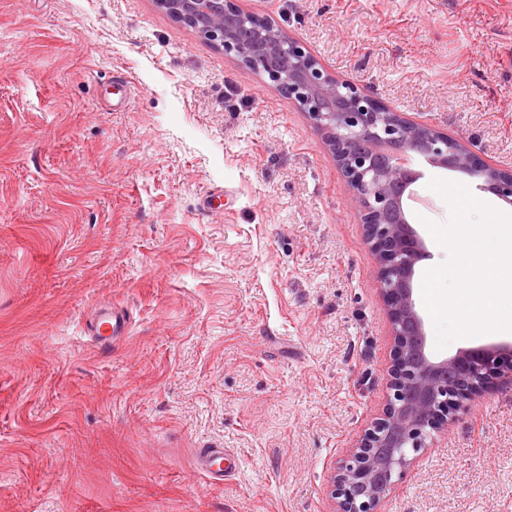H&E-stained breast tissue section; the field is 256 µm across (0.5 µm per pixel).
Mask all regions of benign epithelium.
Returning a JSON list of instances; mask_svg holds the SVG:
<instances>
[{
    "instance_id": "benign-epithelium-1",
    "label": "benign epithelium",
    "mask_w": 512,
    "mask_h": 512,
    "mask_svg": "<svg viewBox=\"0 0 512 512\" xmlns=\"http://www.w3.org/2000/svg\"><path fill=\"white\" fill-rule=\"evenodd\" d=\"M155 3L296 103L322 134L362 214L396 355L383 416L332 477L333 512H376L416 454L451 422L449 415L460 402L492 375L512 388V366L505 363L512 357L511 343L461 348L441 360L428 351L414 277L417 263L429 252L408 219L410 187L419 179L408 159L463 171L477 180L478 190L509 205L512 172L478 158L464 136L410 118L368 89L330 73L299 39L272 18L240 7L238 0Z\"/></svg>"
}]
</instances>
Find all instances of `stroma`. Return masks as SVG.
I'll list each match as a JSON object with an SVG mask.
<instances>
[{"mask_svg": "<svg viewBox=\"0 0 512 512\" xmlns=\"http://www.w3.org/2000/svg\"><path fill=\"white\" fill-rule=\"evenodd\" d=\"M512 170V0H242ZM130 100L114 106L113 81ZM423 166L419 272L448 262ZM361 214L294 102L154 0H0V512H331L395 343ZM124 308L97 346L89 319ZM202 448L237 471L214 482ZM382 512H512L490 383ZM225 461V466L223 463ZM197 465L211 479L222 480L225 471H235L239 459L226 453L224 448H202L197 458Z\"/></svg>", "mask_w": 512, "mask_h": 512, "instance_id": "obj_1", "label": "stroma"}]
</instances>
